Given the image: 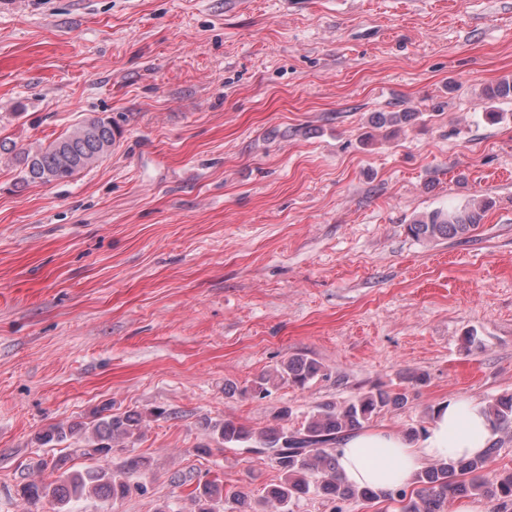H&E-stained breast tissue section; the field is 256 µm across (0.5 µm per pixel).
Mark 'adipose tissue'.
Wrapping results in <instances>:
<instances>
[{
  "label": "adipose tissue",
  "instance_id": "adipose-tissue-1",
  "mask_svg": "<svg viewBox=\"0 0 512 512\" xmlns=\"http://www.w3.org/2000/svg\"><path fill=\"white\" fill-rule=\"evenodd\" d=\"M492 438L484 403L453 400L436 408L418 441L377 428L346 437L339 444L338 467L349 484L384 492L407 483L428 462L480 456Z\"/></svg>",
  "mask_w": 512,
  "mask_h": 512
}]
</instances>
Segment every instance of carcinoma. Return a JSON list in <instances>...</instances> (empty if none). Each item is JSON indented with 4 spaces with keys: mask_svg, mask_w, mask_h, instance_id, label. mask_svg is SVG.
<instances>
[{
    "mask_svg": "<svg viewBox=\"0 0 512 512\" xmlns=\"http://www.w3.org/2000/svg\"><path fill=\"white\" fill-rule=\"evenodd\" d=\"M489 100L512 99V83L503 81L487 89ZM411 112H379L375 124L397 126L410 120ZM91 129L77 124L68 134L50 142L46 147L16 156L29 183L59 182L87 170L111 154L116 138L114 124L100 117H87ZM486 205H464L447 211L436 210L407 225L409 234L417 239L436 240L462 238L483 217ZM322 366L313 358L292 357L271 373L261 374L247 392L263 399L280 385L306 386L321 375ZM408 403L405 392L375 389L364 392L343 404L327 402L316 406L302 427L290 432L276 426L257 436L252 429L226 420L213 426L214 436L226 448L243 450L267 458L279 473V481L270 485L257 502L240 492H224L219 479L197 485L191 492L194 512H290V506L309 495L323 496L336 504L333 512H341L339 504L351 499L371 501L378 495L366 488L345 482L337 468L336 440L343 439L364 425L375 415L390 409H400ZM486 412L494 433L512 430V393L486 403ZM143 416L139 413H99L90 435L80 426L67 431L49 429L40 433L44 444L73 440V452L88 460L106 458L121 440L137 439L142 434ZM494 447L472 459L437 461L417 472L411 484L392 489L385 497L400 504L399 512H443L450 496H479L496 503L501 509L512 503V471L497 472L492 468ZM70 456L53 461L59 472L50 484L29 482L20 486L18 494L28 501L52 499L65 503L73 498H96L102 501H122L145 488L132 482L134 474L145 469V461L130 457L117 470L89 467L83 472L66 468Z\"/></svg>",
    "mask_w": 512,
    "mask_h": 512,
    "instance_id": "1",
    "label": "carcinoma"
}]
</instances>
